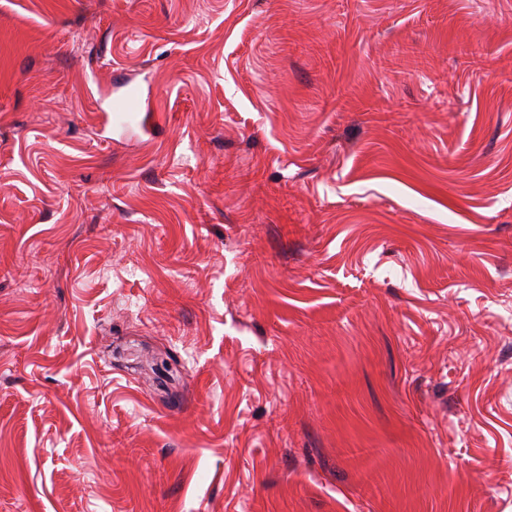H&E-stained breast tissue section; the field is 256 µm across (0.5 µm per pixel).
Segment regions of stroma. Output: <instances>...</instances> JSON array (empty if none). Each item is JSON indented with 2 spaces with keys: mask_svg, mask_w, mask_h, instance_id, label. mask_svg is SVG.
I'll use <instances>...</instances> for the list:
<instances>
[{
  "mask_svg": "<svg viewBox=\"0 0 512 512\" xmlns=\"http://www.w3.org/2000/svg\"><path fill=\"white\" fill-rule=\"evenodd\" d=\"M0 512H512V0H0Z\"/></svg>",
  "mask_w": 512,
  "mask_h": 512,
  "instance_id": "35a3bbf8",
  "label": "stroma"
}]
</instances>
